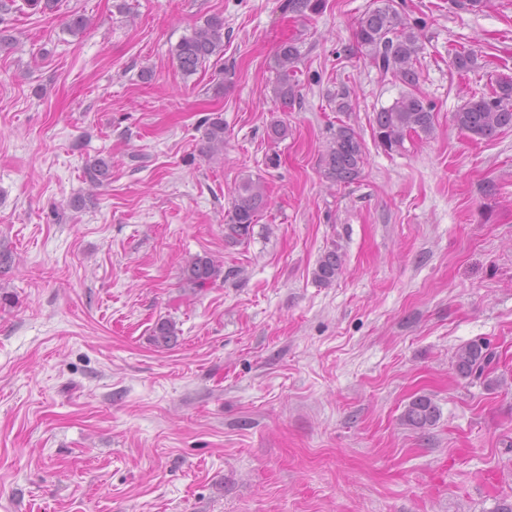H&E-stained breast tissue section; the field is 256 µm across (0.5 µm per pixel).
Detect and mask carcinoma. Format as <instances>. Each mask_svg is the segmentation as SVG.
Returning <instances> with one entry per match:
<instances>
[{
	"label": "carcinoma",
	"instance_id": "cac0c4a2",
	"mask_svg": "<svg viewBox=\"0 0 512 512\" xmlns=\"http://www.w3.org/2000/svg\"><path fill=\"white\" fill-rule=\"evenodd\" d=\"M24 6L40 12L53 11L57 0H23ZM382 5L363 17L356 27L358 47L367 52L371 64L382 74L390 73L400 83L415 88L419 72L415 62L420 51L413 27L393 5V0H381ZM22 6V7H24ZM318 0H286L285 9L298 16L313 11ZM16 0H0V12L22 11ZM224 47V19L214 15L204 25L193 29L175 46L174 57L185 75L194 74L210 57L221 53ZM277 97L283 111L294 101V85L288 72H283L278 83ZM435 114L431 104L421 96L407 92L376 113L374 137L386 151L403 146L411 133L428 135L434 127ZM455 123L477 139H491L504 129H512V77L496 81L488 92L471 98L454 113ZM204 149L209 155L224 149V118L214 115L203 120ZM365 145L360 135L349 125H341L333 134L322 157L324 175L336 184H350L359 179L365 163ZM93 183L100 184L109 176V165L102 159L94 160L85 170ZM268 205L267 195L259 182L250 179L239 188L237 199L228 211L224 224V238L239 243L252 236L257 217ZM342 272V260L334 250L327 251L319 260L316 278L323 283L334 281ZM188 283L195 288L206 287L219 274L215 261L207 255L189 259L183 269ZM154 342L169 347L177 337L175 324L163 320L153 330ZM495 360L494 352L483 341H471L455 354V371L462 378L481 377ZM440 412L426 396L414 398L403 413L404 422L418 430L435 425Z\"/></svg>",
	"mask_w": 512,
	"mask_h": 512
}]
</instances>
